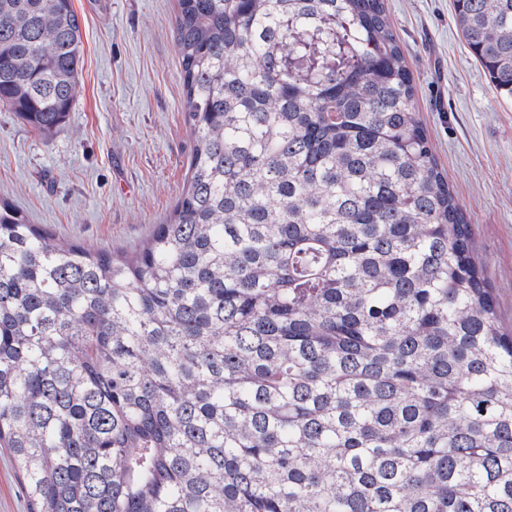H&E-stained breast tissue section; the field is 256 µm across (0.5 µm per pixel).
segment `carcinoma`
<instances>
[{
	"label": "carcinoma",
	"instance_id": "carcinoma-1",
	"mask_svg": "<svg viewBox=\"0 0 512 512\" xmlns=\"http://www.w3.org/2000/svg\"><path fill=\"white\" fill-rule=\"evenodd\" d=\"M193 137L130 254L0 206V449L27 512H512V333L384 0H179ZM453 21L512 101V0ZM72 0H0L49 133Z\"/></svg>",
	"mask_w": 512,
	"mask_h": 512
}]
</instances>
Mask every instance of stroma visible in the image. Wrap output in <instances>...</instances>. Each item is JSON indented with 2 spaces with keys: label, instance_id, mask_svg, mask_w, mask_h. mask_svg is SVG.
Instances as JSON below:
<instances>
[{
  "label": "stroma",
  "instance_id": "35a3bbf8",
  "mask_svg": "<svg viewBox=\"0 0 512 512\" xmlns=\"http://www.w3.org/2000/svg\"><path fill=\"white\" fill-rule=\"evenodd\" d=\"M72 3L82 46L73 108L45 137L0 107V205L54 239L129 253L171 215L193 150L175 41L179 0ZM385 7L419 118L512 328V101L469 54L453 0Z\"/></svg>",
  "mask_w": 512,
  "mask_h": 512
}]
</instances>
